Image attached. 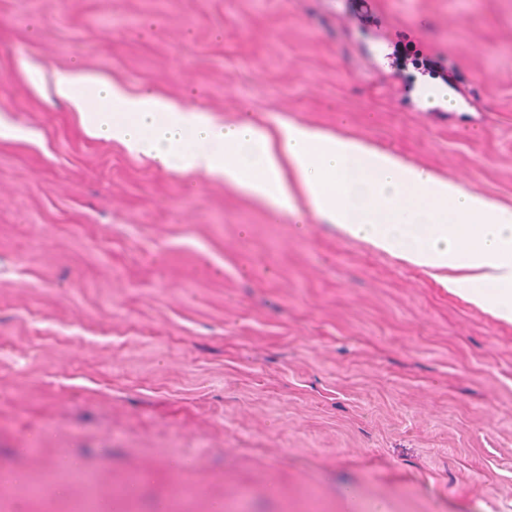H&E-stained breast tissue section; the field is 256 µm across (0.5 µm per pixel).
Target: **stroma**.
<instances>
[{"label": "stroma", "mask_w": 512, "mask_h": 512, "mask_svg": "<svg viewBox=\"0 0 512 512\" xmlns=\"http://www.w3.org/2000/svg\"><path fill=\"white\" fill-rule=\"evenodd\" d=\"M363 12L0 0V512H512V324L308 207L88 136L53 93L77 67L512 209V0Z\"/></svg>", "instance_id": "35a3bbf8"}]
</instances>
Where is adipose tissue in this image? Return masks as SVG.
<instances>
[{
    "instance_id": "obj_1",
    "label": "adipose tissue",
    "mask_w": 512,
    "mask_h": 512,
    "mask_svg": "<svg viewBox=\"0 0 512 512\" xmlns=\"http://www.w3.org/2000/svg\"><path fill=\"white\" fill-rule=\"evenodd\" d=\"M54 89L90 135L173 171L222 178L277 213H297L304 196L347 237L426 269L512 322V209L354 138L288 123L274 140L250 122L217 124L197 107L133 97L77 70L57 72Z\"/></svg>"
}]
</instances>
